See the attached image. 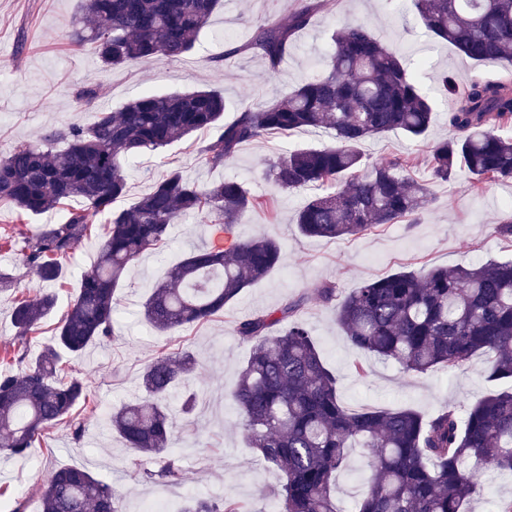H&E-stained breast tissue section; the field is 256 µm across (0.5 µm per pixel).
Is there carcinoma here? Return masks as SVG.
I'll return each instance as SVG.
<instances>
[{
	"mask_svg": "<svg viewBox=\"0 0 512 512\" xmlns=\"http://www.w3.org/2000/svg\"><path fill=\"white\" fill-rule=\"evenodd\" d=\"M425 30L465 57L485 62L512 50V0H411ZM221 0H81L71 37L88 46L106 68L152 59L177 60L191 52ZM321 5L308 0L286 22L255 26L246 48L276 71L298 31ZM323 71L261 107L246 104L223 121L224 94L216 88L144 95L118 111L96 113L21 142L0 157V204L17 216L65 210L25 238L23 262L43 282L62 278L63 262L104 219L95 266L83 273L54 342L32 356L27 336L55 308V296L22 298L13 309L17 351L0 371V451L25 456L42 433L64 423L81 440L85 426L75 408L89 401L85 380L64 372L61 352L79 353L114 336V308L127 268L162 250L172 226L187 215L230 227L267 202L245 185L224 179L200 185L169 169L127 208L114 204L127 191L126 168L144 153L161 152L198 131L218 130L198 148L201 162L220 168L241 147L297 129H328L334 143L298 148L268 163L266 178L280 191H308L296 224L307 237H360L417 215L428 185L407 174L408 161L365 167L361 145L400 132L425 138L434 100L423 92L400 54L378 41L368 24L339 27L322 60ZM445 92L458 94L448 115L451 135L431 150L430 177L448 181L467 170L469 187L512 178V75L474 78L458 93L448 74ZM72 200L82 206L69 208ZM281 260L269 236L239 240L228 251L199 248L154 285L142 304L144 320L174 334L224 312ZM320 296L336 300L327 284ZM338 301V300H336ZM305 296L236 322L251 344L232 401L249 444L281 475L269 492L271 512H339L337 473L351 448L367 452L370 475L355 512H464L492 466L512 473V259L480 266H434L362 282L336 306L337 322L357 351L426 374L453 371L475 355H491L486 378L508 384L469 405L426 418L411 408L349 411L336 375L326 366L307 325L298 318ZM193 355L162 354L142 373L144 396L107 413L109 429L147 458L165 456L157 470L139 468L144 481H182L171 448L173 389L186 384ZM41 512H123L112 483L81 467L49 474L40 488ZM178 512H245L229 497H192Z\"/></svg>",
	"mask_w": 512,
	"mask_h": 512,
	"instance_id": "1",
	"label": "carcinoma"
}]
</instances>
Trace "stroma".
Instances as JSON below:
<instances>
[{"label":"stroma","mask_w":512,"mask_h":512,"mask_svg":"<svg viewBox=\"0 0 512 512\" xmlns=\"http://www.w3.org/2000/svg\"><path fill=\"white\" fill-rule=\"evenodd\" d=\"M299 5L300 0H224L199 34L195 50L183 59L109 70L69 36L70 21L80 10L79 0H0V154L51 128L91 122L97 108L116 109L148 92L218 88L227 104L224 119L232 121L242 104L271 101L302 78L319 74L320 60L340 20L367 23L379 41L402 55L407 67L417 72L422 90L435 100L434 121L423 140L391 133L362 146L368 165L412 157V175L431 183L430 204L414 222L391 224L356 239L302 236L295 216L305 192L273 190L264 177L267 163L290 149L332 144L325 129L297 130L285 140L270 137L252 142L217 169L196 159L197 148L216 136L215 131H202L162 153H146L128 166L127 192L117 202L121 208L136 202L154 178L174 167L199 184L228 177L241 180L251 194L270 199L273 209L247 212L225 232V246L266 234L278 240L282 261L264 280L245 289L223 315L172 335L157 333L142 318V301L187 253L198 246H212L217 230L214 221L199 216L175 224L163 251L145 253L130 267L118 294L112 340L64 358L66 366L86 379L93 397L91 403L78 408L86 426L83 441L74 442L68 427L61 424L49 429L29 456L0 453L1 506L10 510L19 502L25 512H41L39 488L47 474L60 467L82 466L111 481L125 512H139L148 500L161 499L172 505L193 495L231 497L252 512H269L267 494L279 484L280 475L250 448L231 401L250 353L249 344L236 336L234 324L299 295L307 298L300 318L335 373L339 397L349 409L367 404L404 406L428 417L450 406L464 408L494 390V383L484 375L486 358L482 355L452 373L435 370L419 375L361 356L337 324L334 304L323 302L318 291L332 284L341 298L363 281L401 269L468 266L512 256V238L494 231L512 207V180L473 191L466 170H457L451 181L434 182L428 168L433 145L450 133L448 114L456 107L453 97L438 94L437 76L448 74L460 88L478 76L506 73L512 69V58L494 62L466 58L452 45L427 34L408 0H338L333 10L315 14L310 26L296 35L280 68L269 71L265 61L244 45L255 25L269 19L287 21ZM230 46L239 48V55L226 66L217 65V58ZM84 86L93 90L94 97L80 104L74 93ZM100 242L96 231L82 240L64 263L63 279L50 285L24 265L19 252L0 249V270L16 279L13 290L0 293V370L10 366L15 349L12 308L16 298H33L46 290L57 296L55 311L29 338L31 353H38L52 339L56 323L70 306L81 273L94 267ZM184 350L194 355L197 366L190 383L195 408L180 416L175 430L183 480L178 485L145 482L132 471L135 452L110 433L106 414L141 396L143 369L158 353ZM358 361L366 376L354 371ZM510 498L512 473L489 469L468 508L470 512H494L496 503Z\"/></svg>","instance_id":"obj_1"}]
</instances>
